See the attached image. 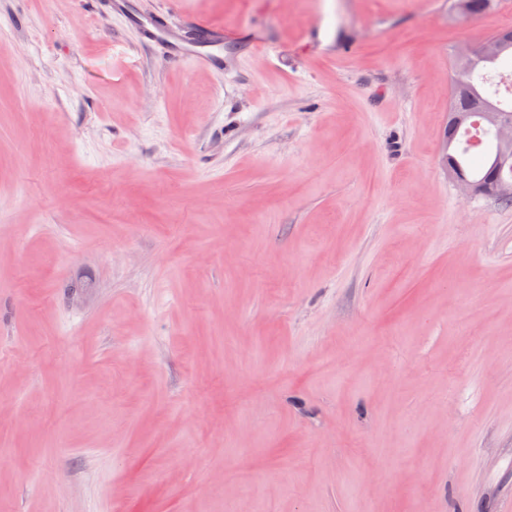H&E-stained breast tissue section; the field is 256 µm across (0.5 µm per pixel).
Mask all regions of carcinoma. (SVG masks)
Segmentation results:
<instances>
[{
    "mask_svg": "<svg viewBox=\"0 0 512 512\" xmlns=\"http://www.w3.org/2000/svg\"><path fill=\"white\" fill-rule=\"evenodd\" d=\"M512 53V44L505 46L496 54H477L467 65H456V74L452 86L451 101L448 108V118L455 116L461 118L459 126L453 131H445L448 136V171L459 174L467 179L478 181L492 188L505 178H512V170H501L496 166V156L500 147L491 137L489 131L482 127L475 133L472 128L476 126L475 119L482 118V113L488 111L500 112L505 116H512V108H507L501 101H492L484 85L485 72L489 68L497 67L498 63ZM484 153L489 151L492 157L484 169L472 171L469 160L475 149Z\"/></svg>",
    "mask_w": 512,
    "mask_h": 512,
    "instance_id": "1",
    "label": "carcinoma"
}]
</instances>
